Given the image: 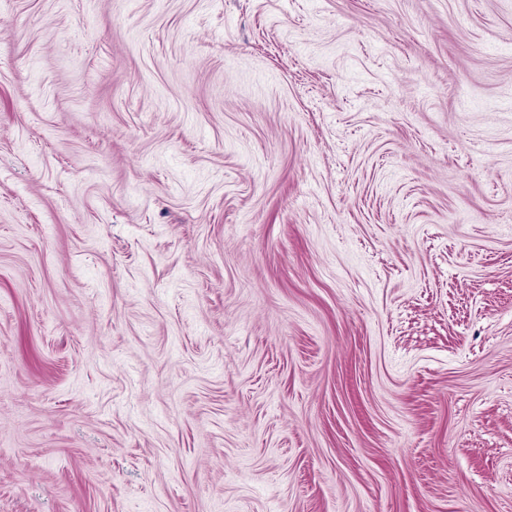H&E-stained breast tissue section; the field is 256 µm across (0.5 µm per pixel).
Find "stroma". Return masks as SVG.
Returning a JSON list of instances; mask_svg holds the SVG:
<instances>
[{"instance_id":"stroma-1","label":"stroma","mask_w":512,"mask_h":512,"mask_svg":"<svg viewBox=\"0 0 512 512\" xmlns=\"http://www.w3.org/2000/svg\"><path fill=\"white\" fill-rule=\"evenodd\" d=\"M0 512H512V0H0Z\"/></svg>"}]
</instances>
